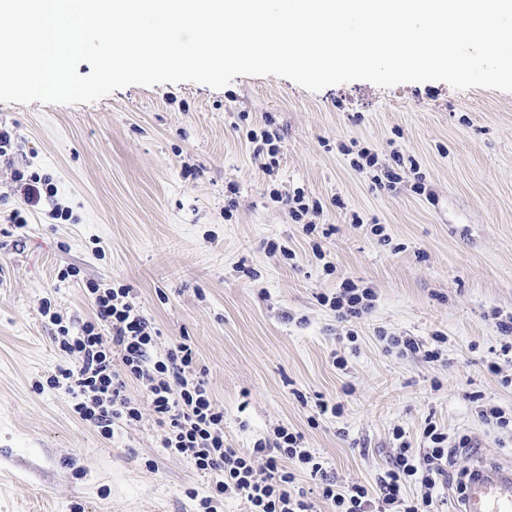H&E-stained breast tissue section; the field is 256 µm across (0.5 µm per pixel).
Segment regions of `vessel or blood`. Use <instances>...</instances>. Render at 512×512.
Listing matches in <instances>:
<instances>
[{"instance_id":"obj_1","label":"vessel or blood","mask_w":512,"mask_h":512,"mask_svg":"<svg viewBox=\"0 0 512 512\" xmlns=\"http://www.w3.org/2000/svg\"><path fill=\"white\" fill-rule=\"evenodd\" d=\"M460 512H512V466L479 464L472 472Z\"/></svg>"}]
</instances>
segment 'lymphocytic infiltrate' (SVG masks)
I'll return each instance as SVG.
<instances>
[{"label": "lymphocytic infiltrate", "mask_w": 512, "mask_h": 512, "mask_svg": "<svg viewBox=\"0 0 512 512\" xmlns=\"http://www.w3.org/2000/svg\"><path fill=\"white\" fill-rule=\"evenodd\" d=\"M86 292L95 307L90 321L66 326L49 307L41 309L57 326L58 347L69 358L48 378L49 388L67 394L75 416L105 439L116 428L139 422L143 407H150L165 429L168 453L189 458L198 471L210 475L211 494L201 501L204 512H217L219 503L232 498L247 499L252 512H313V503L292 489L297 466L320 479L321 498L332 512H438L435 490L448 481L452 450L447 432L436 423L423 427L417 452L404 431L394 429L398 446L374 492L358 483L338 485L325 461L306 448L303 434L283 425L251 449L227 447L224 411L196 370L197 352L191 344L182 341L155 355L159 333L134 303L130 288L90 281ZM320 300L339 319L359 320L372 309L375 293L346 278L336 293ZM131 383L143 385V399H131ZM259 457L265 460L260 469L255 466ZM413 484L420 485L421 493L410 498L406 489Z\"/></svg>", "instance_id": "obj_1"}]
</instances>
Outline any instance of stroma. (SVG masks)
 <instances>
[{
  "label": "stroma",
  "mask_w": 512,
  "mask_h": 512,
  "mask_svg": "<svg viewBox=\"0 0 512 512\" xmlns=\"http://www.w3.org/2000/svg\"><path fill=\"white\" fill-rule=\"evenodd\" d=\"M0 127L13 133L0 157V512H200L210 493V476L162 448L151 410L107 440L46 388L66 357L41 302L93 319L91 279L131 288L159 350L190 337L229 447L284 425L340 485L372 489L393 429L416 447L432 420L450 440L480 437L453 471L512 462V433L480 424L468 399L512 410V386L486 368L503 341L492 315H512V92L366 81L311 92L237 76L219 90L166 83L89 104L0 102ZM263 128L281 136L271 176L247 138ZM364 148L382 167L401 151L418 171L376 189L373 169L351 164ZM18 171L49 181L71 220L40 207L24 236L6 235L22 206ZM274 187L321 202L323 258ZM274 244L293 259L270 255ZM70 266L80 284L59 283ZM347 277L376 293L352 323L320 301ZM437 333L447 341L436 364L386 342ZM321 399L339 413L319 414Z\"/></svg>",
  "instance_id": "35a3bbf8"
}]
</instances>
